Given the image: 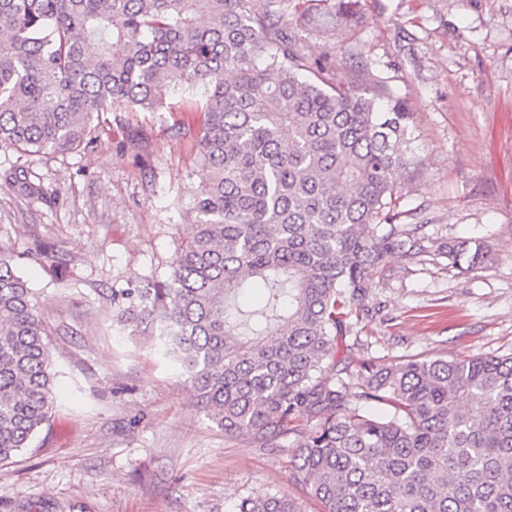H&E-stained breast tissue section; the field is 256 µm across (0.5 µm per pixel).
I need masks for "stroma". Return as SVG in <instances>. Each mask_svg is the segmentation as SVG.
Wrapping results in <instances>:
<instances>
[{
    "label": "stroma",
    "mask_w": 512,
    "mask_h": 512,
    "mask_svg": "<svg viewBox=\"0 0 512 512\" xmlns=\"http://www.w3.org/2000/svg\"><path fill=\"white\" fill-rule=\"evenodd\" d=\"M353 35L293 14L308 56L341 58L339 83H383L413 114L416 162L397 176L425 256L391 261L367 290L383 311L341 354L386 360L512 353V0H361ZM201 101L103 112L94 142L65 155L0 146V251L12 255L46 329L56 409L0 464V512H234L283 492L321 512L291 451L226 436L158 350L121 322L112 292L162 281L205 179ZM487 243L484 269L444 250Z\"/></svg>",
    "instance_id": "1"
}]
</instances>
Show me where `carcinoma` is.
I'll return each instance as SVG.
<instances>
[{"mask_svg":"<svg viewBox=\"0 0 512 512\" xmlns=\"http://www.w3.org/2000/svg\"><path fill=\"white\" fill-rule=\"evenodd\" d=\"M360 0H0V145L29 155L91 143L93 113L159 110L203 91L208 177L192 232L132 318L230 436L292 445L323 512H512V354L384 362L337 358L378 313L366 284L426 252L402 223L396 174L413 163L411 113L296 43L289 10L351 30ZM475 271L487 244L446 246ZM263 306L244 311L242 294ZM45 331L0 252V463L55 407ZM389 407L373 416L363 405ZM235 512H302L287 495Z\"/></svg>","mask_w":512,"mask_h":512,"instance_id":"cac0c4a2","label":"carcinoma"}]
</instances>
